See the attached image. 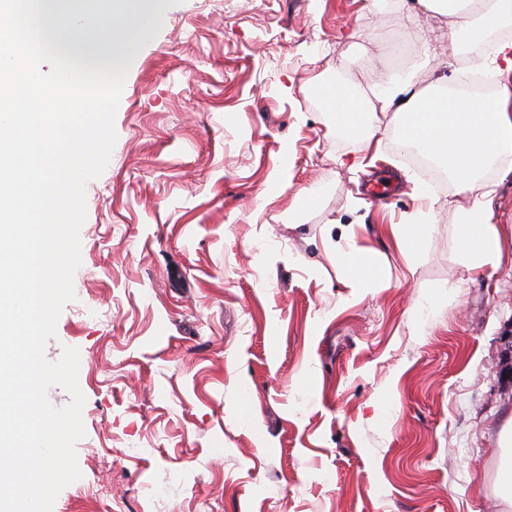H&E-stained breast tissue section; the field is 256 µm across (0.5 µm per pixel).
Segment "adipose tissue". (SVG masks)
<instances>
[{
  "label": "adipose tissue",
  "instance_id": "ef3b65f1",
  "mask_svg": "<svg viewBox=\"0 0 512 512\" xmlns=\"http://www.w3.org/2000/svg\"><path fill=\"white\" fill-rule=\"evenodd\" d=\"M418 2L425 10L454 17L458 32L486 41L498 79L492 97L450 93L441 78L420 89L411 71L375 85L370 92L377 102L373 108L365 106L366 95L333 82L316 83L313 94L333 112L344 137L373 141L379 119L387 118L398 129L403 149L423 153L452 182L473 193L471 207L457 216L455 246L467 269L496 268L512 249L493 221V189L485 177L512 158V39L500 36L501 30L512 27V0ZM344 237L348 248L338 260L347 273L346 286L379 287L381 271L372 251L359 246L352 232Z\"/></svg>",
  "mask_w": 512,
  "mask_h": 512
}]
</instances>
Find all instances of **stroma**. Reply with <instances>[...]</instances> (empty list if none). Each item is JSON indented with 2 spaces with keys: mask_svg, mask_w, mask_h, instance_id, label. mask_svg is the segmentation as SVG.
<instances>
[{
  "mask_svg": "<svg viewBox=\"0 0 512 512\" xmlns=\"http://www.w3.org/2000/svg\"><path fill=\"white\" fill-rule=\"evenodd\" d=\"M414 15L422 38L395 62ZM143 42L46 345L78 348L86 398L82 476L53 512H512L494 486L512 265L463 266L469 194L392 127L383 162L358 168L366 143L311 94L399 69L454 88L475 44L417 0H159ZM377 175L387 200L367 190ZM416 181L436 203L410 263L388 227L415 212ZM343 224L381 287H345Z\"/></svg>",
  "mask_w": 512,
  "mask_h": 512,
  "instance_id": "stroma-1",
  "label": "stroma"
}]
</instances>
